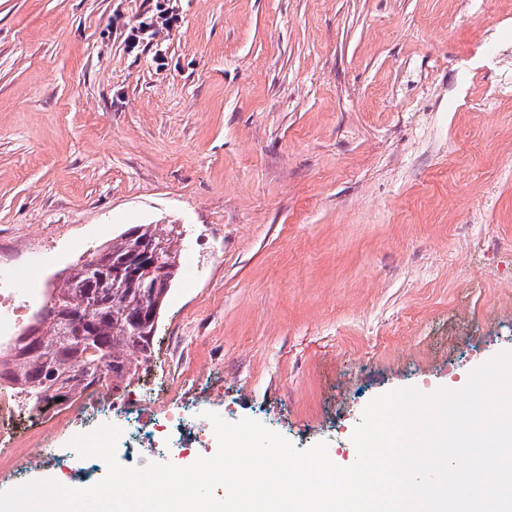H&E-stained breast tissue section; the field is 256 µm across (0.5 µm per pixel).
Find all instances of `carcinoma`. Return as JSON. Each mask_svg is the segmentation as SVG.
Segmentation results:
<instances>
[{"label": "carcinoma", "mask_w": 512, "mask_h": 512, "mask_svg": "<svg viewBox=\"0 0 512 512\" xmlns=\"http://www.w3.org/2000/svg\"><path fill=\"white\" fill-rule=\"evenodd\" d=\"M181 236L173 225L159 231L140 224L103 246L105 257L121 264L140 240L165 243L163 273L149 292L108 286L98 290L91 303L80 285L94 275L90 267L96 255L71 268L42 311L41 319L51 320V325L31 343L15 342L11 358L0 362V378L16 382L32 408L39 407L49 392L70 397L79 388L109 381L118 389L117 381L133 377L153 357L157 323L150 322L149 314L179 277Z\"/></svg>", "instance_id": "cac0c4a2"}]
</instances>
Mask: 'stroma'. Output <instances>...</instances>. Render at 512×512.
<instances>
[{
  "instance_id": "35a3bbf8",
  "label": "stroma",
  "mask_w": 512,
  "mask_h": 512,
  "mask_svg": "<svg viewBox=\"0 0 512 512\" xmlns=\"http://www.w3.org/2000/svg\"><path fill=\"white\" fill-rule=\"evenodd\" d=\"M138 224L186 246L120 394L352 465L373 398L512 351V0H0V286ZM178 19L173 12H167V10H160L159 15L156 17L155 21L151 23H143L138 27L130 28L126 38L125 43L127 48L132 51L137 48L140 43L145 40L148 36L153 35V28L156 25L161 24L162 27L173 28L177 23Z\"/></svg>"
}]
</instances>
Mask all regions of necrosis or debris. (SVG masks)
Instances as JSON below:
<instances>
[{
  "label": "necrosis or debris",
  "instance_id": "necrosis-or-debris-1",
  "mask_svg": "<svg viewBox=\"0 0 512 512\" xmlns=\"http://www.w3.org/2000/svg\"><path fill=\"white\" fill-rule=\"evenodd\" d=\"M105 423L118 426L122 435L117 450L126 457L129 466L167 459L168 462L210 454L218 441L212 422L203 408L179 406L154 411L145 397L84 413L72 401H47L38 414H30L21 406L12 388H0V461L14 462L13 486L29 482L30 474L19 468L18 460L30 457L32 450L26 441L32 436L52 434L60 428L78 427L88 434ZM72 452L52 455L53 470L64 472L66 486L89 487L97 483L106 464L98 457L82 459L80 467H72Z\"/></svg>",
  "mask_w": 512,
  "mask_h": 512
}]
</instances>
